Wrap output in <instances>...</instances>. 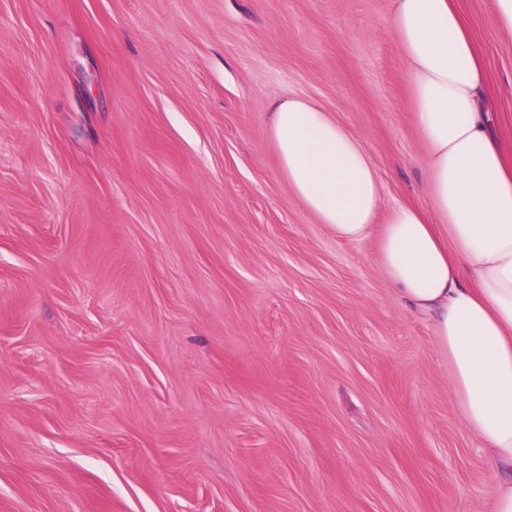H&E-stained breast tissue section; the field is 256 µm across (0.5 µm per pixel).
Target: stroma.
Segmentation results:
<instances>
[{"instance_id":"stroma-1","label":"stroma","mask_w":512,"mask_h":512,"mask_svg":"<svg viewBox=\"0 0 512 512\" xmlns=\"http://www.w3.org/2000/svg\"><path fill=\"white\" fill-rule=\"evenodd\" d=\"M471 21L512 151V35ZM389 0H0V512H494L377 236L289 191L270 108L429 208Z\"/></svg>"}]
</instances>
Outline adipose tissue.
I'll use <instances>...</instances> for the list:
<instances>
[{"label": "adipose tissue", "instance_id": "adipose-tissue-1", "mask_svg": "<svg viewBox=\"0 0 512 512\" xmlns=\"http://www.w3.org/2000/svg\"><path fill=\"white\" fill-rule=\"evenodd\" d=\"M431 211L396 203L363 142L314 102H274L269 138L288 187L338 238L379 236L393 298L427 319L451 393L494 472L495 512H512V159L486 70L457 0H391Z\"/></svg>", "mask_w": 512, "mask_h": 512}]
</instances>
